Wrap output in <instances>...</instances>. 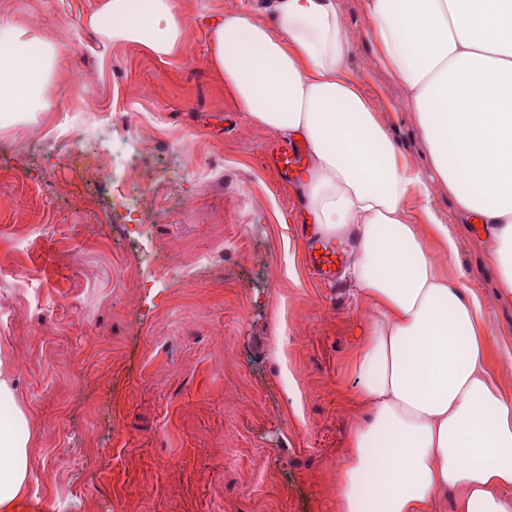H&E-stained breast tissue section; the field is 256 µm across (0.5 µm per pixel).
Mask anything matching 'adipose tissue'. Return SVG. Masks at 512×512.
Returning a JSON list of instances; mask_svg holds the SVG:
<instances>
[{"instance_id":"ef3b65f1","label":"adipose tissue","mask_w":512,"mask_h":512,"mask_svg":"<svg viewBox=\"0 0 512 512\" xmlns=\"http://www.w3.org/2000/svg\"><path fill=\"white\" fill-rule=\"evenodd\" d=\"M370 39L407 92L432 177L408 163L348 73L340 0H273L268 16L221 17L214 63L243 111L302 136L314 165L301 186L309 219L355 241L348 275L376 316L352 362L363 414L339 468L340 512H512V400L496 388L480 334L483 302L437 270L403 205L448 190L496 243L512 293V0H368ZM97 31L159 56L185 36L171 0H104ZM19 25L0 23V112H37L56 55L42 62ZM27 415L0 416V512L27 488Z\"/></svg>"}]
</instances>
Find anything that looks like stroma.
I'll use <instances>...</instances> for the list:
<instances>
[{
  "mask_svg": "<svg viewBox=\"0 0 512 512\" xmlns=\"http://www.w3.org/2000/svg\"><path fill=\"white\" fill-rule=\"evenodd\" d=\"M102 2L0 0V21L61 50L47 109L0 120V362L31 434L16 512H337L359 416L351 362L375 307L346 276L312 273L304 204L265 161L275 133L241 111L211 59L209 21L264 13L266 0H171L186 36L163 58L104 41L89 24ZM342 5L350 74L426 168L365 0ZM115 113L123 124L109 125ZM121 139L156 183L131 213L94 170L68 164L79 148L107 160ZM404 209L441 273L483 298L489 367L512 399V298L499 294L493 240L443 189ZM210 251L223 262L199 265Z\"/></svg>",
  "mask_w": 512,
  "mask_h": 512,
  "instance_id": "stroma-1",
  "label": "stroma"
}]
</instances>
